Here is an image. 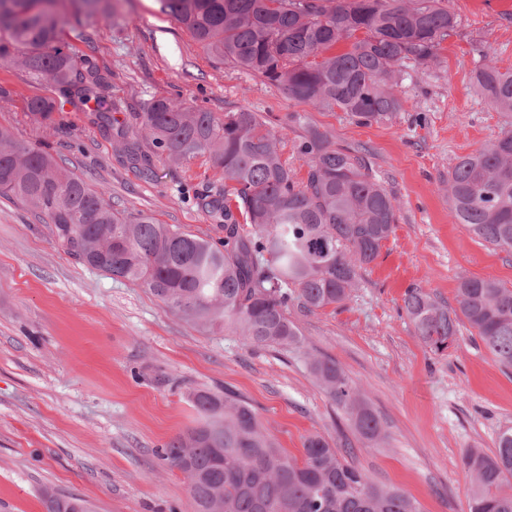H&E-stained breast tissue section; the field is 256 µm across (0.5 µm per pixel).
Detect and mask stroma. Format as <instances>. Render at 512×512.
I'll return each instance as SVG.
<instances>
[{
    "instance_id": "35a3bbf8",
    "label": "stroma",
    "mask_w": 512,
    "mask_h": 512,
    "mask_svg": "<svg viewBox=\"0 0 512 512\" xmlns=\"http://www.w3.org/2000/svg\"><path fill=\"white\" fill-rule=\"evenodd\" d=\"M114 5L64 39L107 75L126 129H137L151 99L168 97L219 117L257 112L300 173L294 145L307 127L369 150L373 173L398 203L395 233L343 307L288 312L305 353L336 360L381 417L385 437L362 441L310 375L305 353L199 330L148 289L80 264L55 245L45 217L0 196V512H43L46 487L85 498L93 512H195L184 475L157 455L195 423L191 387L238 394L291 453L314 433L348 442L364 473L405 491L422 512H468L462 454L491 452L512 428V372L466 324L447 353L433 354L402 306L411 287L453 304L462 276L512 287V251L485 246L456 223L446 192L456 158L498 132L500 117L477 93L473 69L484 55L512 71V14L498 0H451L460 25L441 64L411 69L398 87L401 111L362 126L224 65L158 0ZM0 85L13 91L0 100V127L49 151L114 208L222 237L220 217L204 203L223 197L224 175L207 156L173 165L156 154L145 175L92 112L61 98L50 119L32 115L26 100L54 90L15 66L0 67Z\"/></svg>"
}]
</instances>
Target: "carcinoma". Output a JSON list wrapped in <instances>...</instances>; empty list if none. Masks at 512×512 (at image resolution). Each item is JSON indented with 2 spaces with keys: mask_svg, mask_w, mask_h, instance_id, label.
<instances>
[{
  "mask_svg": "<svg viewBox=\"0 0 512 512\" xmlns=\"http://www.w3.org/2000/svg\"><path fill=\"white\" fill-rule=\"evenodd\" d=\"M194 40L224 64L282 87L291 100L339 109L371 125L400 111L406 69L437 66L458 25L448 0H158ZM108 0H0V65L20 64L29 78L115 122L107 79L64 41L73 17L109 10ZM345 43V52L332 49ZM485 104L500 115L492 143L448 169V205L457 223L485 244L512 249V72L485 59L475 72ZM27 110H56L35 96ZM140 138L123 147L150 175L151 147L171 164L208 155L224 172V239L210 241L174 224L115 209L102 193L47 151L21 144L0 127V195L49 220L56 244L115 280L147 288L200 330L239 332L244 343L303 349L288 306L313 313L346 303L362 273L395 233L398 205L372 174L366 152L333 143L309 127L295 144L305 174L282 158L281 141L248 109L212 112L169 98L140 114ZM404 310L415 335L445 354L464 320L507 371L512 370V288L463 276L455 306L410 288ZM306 364L367 444L382 421L336 361L305 353ZM200 422L172 438L161 460L180 471L196 512H420L403 490L371 481L341 444L311 434L296 457L280 448L255 409L232 391L195 389ZM469 512H512V429L486 454L469 450ZM45 512H90L77 495L42 490Z\"/></svg>",
  "mask_w": 512,
  "mask_h": 512,
  "instance_id": "obj_1",
  "label": "carcinoma"
}]
</instances>
